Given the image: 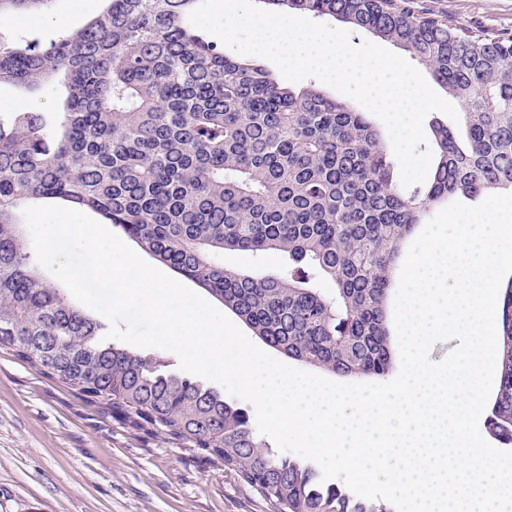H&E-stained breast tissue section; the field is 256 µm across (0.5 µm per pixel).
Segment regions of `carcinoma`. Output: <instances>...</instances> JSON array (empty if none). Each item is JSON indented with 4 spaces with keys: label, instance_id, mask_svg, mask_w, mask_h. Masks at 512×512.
Segmentation results:
<instances>
[{
    "label": "carcinoma",
    "instance_id": "obj_1",
    "mask_svg": "<svg viewBox=\"0 0 512 512\" xmlns=\"http://www.w3.org/2000/svg\"><path fill=\"white\" fill-rule=\"evenodd\" d=\"M53 0H0V17ZM81 29L0 35V84L57 87L62 111L0 114V348L222 466L276 512H390L276 460L224 396L103 339L44 278L20 208L63 199L224 304L288 357L343 376L391 368L387 302L402 242L457 198L512 193V34L489 35L412 0H262L393 42L461 107L429 126L424 182L404 187L368 115L315 83L294 89L227 54L189 21L200 0H106ZM277 252L274 272L224 251ZM499 387L487 429L512 445V278L498 294Z\"/></svg>",
    "mask_w": 512,
    "mask_h": 512
}]
</instances>
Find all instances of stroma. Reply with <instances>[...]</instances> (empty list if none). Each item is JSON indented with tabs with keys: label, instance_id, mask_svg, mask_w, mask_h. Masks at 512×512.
I'll list each match as a JSON object with an SVG mask.
<instances>
[{
	"label": "stroma",
	"instance_id": "stroma-1",
	"mask_svg": "<svg viewBox=\"0 0 512 512\" xmlns=\"http://www.w3.org/2000/svg\"><path fill=\"white\" fill-rule=\"evenodd\" d=\"M459 26L512 34V0H416ZM104 0H54L6 32L75 31ZM0 512H273L223 469L146 437L0 349Z\"/></svg>",
	"mask_w": 512,
	"mask_h": 512
}]
</instances>
